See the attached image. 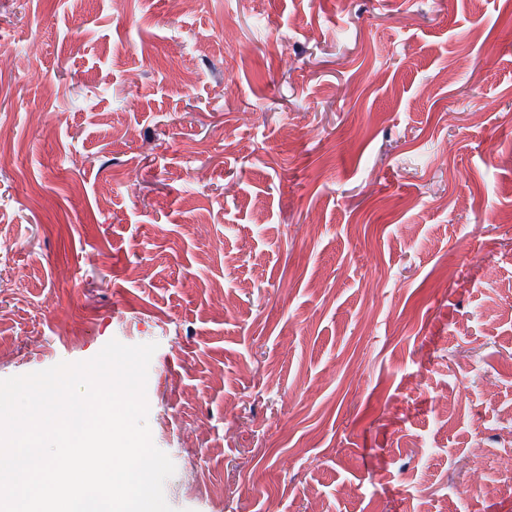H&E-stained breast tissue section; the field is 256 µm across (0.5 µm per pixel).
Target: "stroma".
Wrapping results in <instances>:
<instances>
[{"mask_svg":"<svg viewBox=\"0 0 512 512\" xmlns=\"http://www.w3.org/2000/svg\"><path fill=\"white\" fill-rule=\"evenodd\" d=\"M2 55L0 379L156 344L174 512H512V0H0Z\"/></svg>","mask_w":512,"mask_h":512,"instance_id":"1","label":"stroma"}]
</instances>
